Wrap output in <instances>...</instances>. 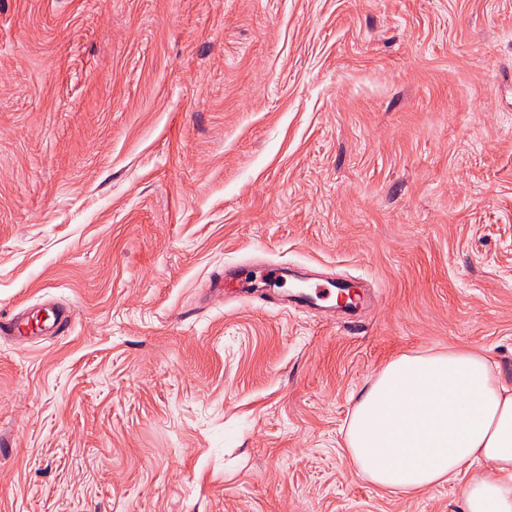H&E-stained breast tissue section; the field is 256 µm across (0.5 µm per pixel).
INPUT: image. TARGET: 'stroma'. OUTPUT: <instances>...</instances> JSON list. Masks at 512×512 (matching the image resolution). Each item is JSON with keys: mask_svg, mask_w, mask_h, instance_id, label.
<instances>
[{"mask_svg": "<svg viewBox=\"0 0 512 512\" xmlns=\"http://www.w3.org/2000/svg\"><path fill=\"white\" fill-rule=\"evenodd\" d=\"M304 270L265 304L216 272ZM358 285L354 320L291 296ZM0 512H464L356 470V395L512 383V0H0ZM31 317L26 316L25 310L13 314L8 320L0 321L1 336L23 337L35 333L31 326Z\"/></svg>", "mask_w": 512, "mask_h": 512, "instance_id": "1", "label": "stroma"}]
</instances>
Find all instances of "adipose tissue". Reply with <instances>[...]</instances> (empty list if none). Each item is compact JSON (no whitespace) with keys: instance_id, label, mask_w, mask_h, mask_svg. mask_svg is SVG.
Returning <instances> with one entry per match:
<instances>
[{"instance_id":"ef3b65f1","label":"adipose tissue","mask_w":512,"mask_h":512,"mask_svg":"<svg viewBox=\"0 0 512 512\" xmlns=\"http://www.w3.org/2000/svg\"><path fill=\"white\" fill-rule=\"evenodd\" d=\"M346 451L372 483L402 494L493 464L498 479L467 483L465 512H512V386L468 350L401 355L357 397Z\"/></svg>"}]
</instances>
